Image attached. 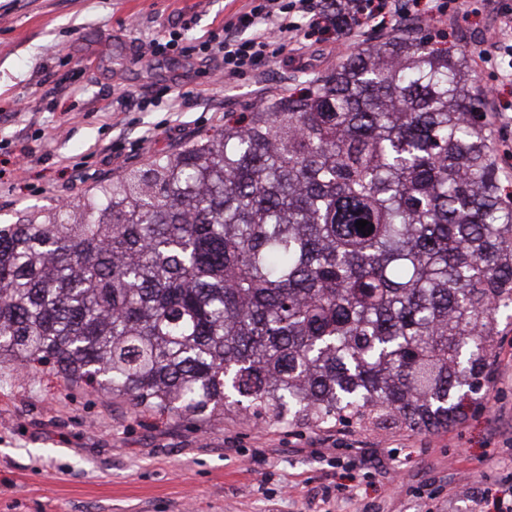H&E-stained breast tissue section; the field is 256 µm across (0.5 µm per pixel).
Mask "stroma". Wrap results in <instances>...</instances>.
Masks as SVG:
<instances>
[{
	"label": "stroma",
	"mask_w": 512,
	"mask_h": 512,
	"mask_svg": "<svg viewBox=\"0 0 512 512\" xmlns=\"http://www.w3.org/2000/svg\"><path fill=\"white\" fill-rule=\"evenodd\" d=\"M244 0H0V224L75 205L113 176L145 168L330 72L363 41L411 19L439 47L466 49L503 178L512 188V82L478 59L512 0H397L398 11L314 32L299 63L274 61L225 85L204 54L145 60L176 32L197 44ZM170 88L129 109L122 92ZM207 90V100H184ZM479 405L445 430L268 426L244 414L155 417L49 373L0 384V512H475L474 494L512 481V331L500 334Z\"/></svg>",
	"instance_id": "1"
}]
</instances>
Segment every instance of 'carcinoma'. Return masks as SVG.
Wrapping results in <instances>:
<instances>
[{
	"label": "carcinoma",
	"mask_w": 512,
	"mask_h": 512,
	"mask_svg": "<svg viewBox=\"0 0 512 512\" xmlns=\"http://www.w3.org/2000/svg\"><path fill=\"white\" fill-rule=\"evenodd\" d=\"M306 84L64 223L0 224V369L160 416H463L512 309V192L466 51L409 29Z\"/></svg>",
	"instance_id": "carcinoma-1"
}]
</instances>
